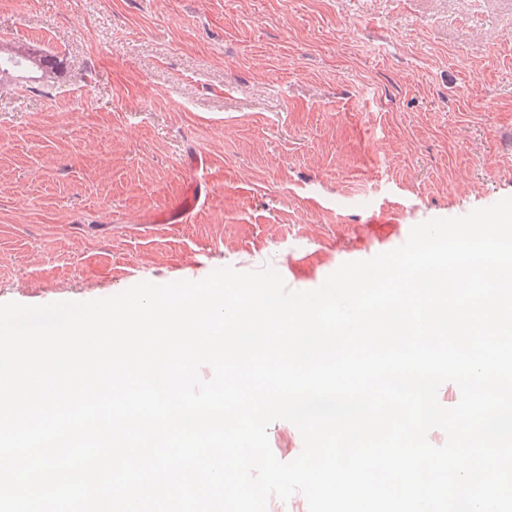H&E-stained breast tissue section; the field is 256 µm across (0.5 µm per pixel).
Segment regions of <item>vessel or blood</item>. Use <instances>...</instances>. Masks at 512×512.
I'll list each match as a JSON object with an SVG mask.
<instances>
[{"label": "vessel or blood", "instance_id": "vessel-or-blood-1", "mask_svg": "<svg viewBox=\"0 0 512 512\" xmlns=\"http://www.w3.org/2000/svg\"><path fill=\"white\" fill-rule=\"evenodd\" d=\"M184 182L181 193L171 205L150 214L147 218L151 224H185L193 213L201 208L210 192L209 183L204 175L207 160L203 155L189 152L181 161Z\"/></svg>", "mask_w": 512, "mask_h": 512}]
</instances>
